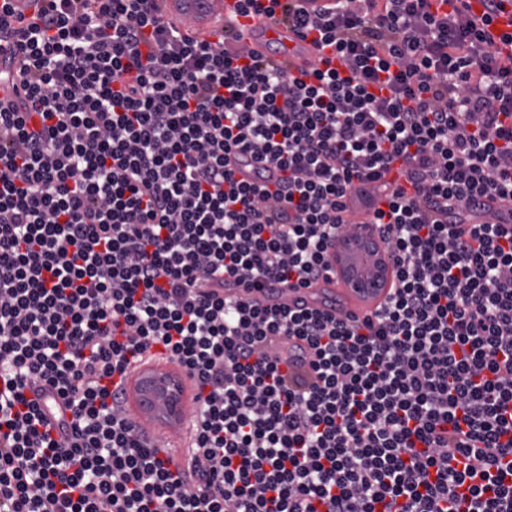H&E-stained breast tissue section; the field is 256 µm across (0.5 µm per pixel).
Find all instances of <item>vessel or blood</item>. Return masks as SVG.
Instances as JSON below:
<instances>
[{
  "label": "vessel or blood",
  "instance_id": "vessel-or-blood-1",
  "mask_svg": "<svg viewBox=\"0 0 512 512\" xmlns=\"http://www.w3.org/2000/svg\"><path fill=\"white\" fill-rule=\"evenodd\" d=\"M161 19L164 23L182 27L188 34L203 39H217L222 33L225 19H234L241 29L249 50L258 54L270 53V46H277V61L297 78H306L315 59L330 58V49H318L311 39L297 36L277 19L264 15L240 16L236 13L235 0H159ZM319 289L337 292L338 310L356 315L374 312L387 301V285L373 287L355 286L344 267L331 265L329 275L318 284ZM177 368L169 363L161 350H153L129 365L122 379L121 388L131 416L140 426L161 436L176 448L188 445V423L173 420L151 409L143 402L138 391L140 383L151 377L177 376Z\"/></svg>",
  "mask_w": 512,
  "mask_h": 512
}]
</instances>
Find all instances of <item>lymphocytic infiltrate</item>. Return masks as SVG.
Wrapping results in <instances>:
<instances>
[{
  "instance_id": "obj_1",
  "label": "lymphocytic infiltrate",
  "mask_w": 512,
  "mask_h": 512,
  "mask_svg": "<svg viewBox=\"0 0 512 512\" xmlns=\"http://www.w3.org/2000/svg\"><path fill=\"white\" fill-rule=\"evenodd\" d=\"M32 2L0 60V512H512L502 0H236L333 48L307 81L156 0ZM358 210L387 302L291 304ZM159 345L183 467L108 385Z\"/></svg>"
}]
</instances>
